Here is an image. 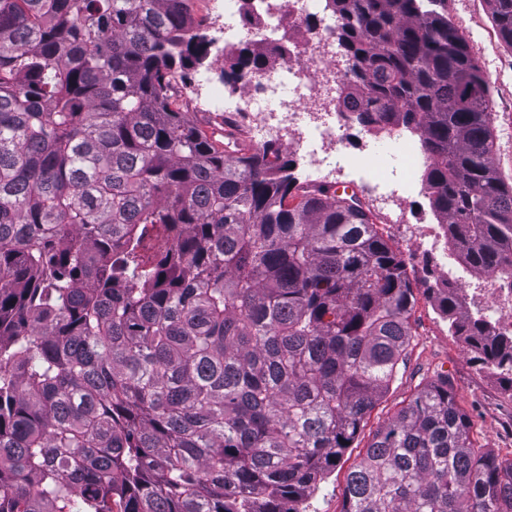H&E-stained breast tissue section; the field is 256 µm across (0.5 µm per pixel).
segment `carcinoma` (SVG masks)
I'll return each mask as SVG.
<instances>
[{"instance_id": "carcinoma-1", "label": "carcinoma", "mask_w": 512, "mask_h": 512, "mask_svg": "<svg viewBox=\"0 0 512 512\" xmlns=\"http://www.w3.org/2000/svg\"><path fill=\"white\" fill-rule=\"evenodd\" d=\"M512 49V0H487ZM192 0H0V512H302L393 381L414 285L376 216L271 142L173 107L209 67ZM338 108L419 134L451 247L512 271L489 84L448 0H326ZM220 79L272 64L241 42ZM430 293L482 364L512 336ZM448 379L348 473L342 512H512Z\"/></svg>"}]
</instances>
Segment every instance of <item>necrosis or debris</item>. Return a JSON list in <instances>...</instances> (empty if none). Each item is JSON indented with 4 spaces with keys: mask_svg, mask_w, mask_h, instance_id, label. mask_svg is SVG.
I'll use <instances>...</instances> for the list:
<instances>
[{
    "mask_svg": "<svg viewBox=\"0 0 512 512\" xmlns=\"http://www.w3.org/2000/svg\"><path fill=\"white\" fill-rule=\"evenodd\" d=\"M325 0H275L265 8L260 26L240 24V0H220L212 23L214 59H222L228 38L241 37L276 47L293 31L287 58L260 73L243 77L234 85L214 81L209 71L199 73L195 85L203 90L196 107L221 112L227 119H243L246 136L257 148L278 141L294 157L299 179L317 183L319 173L345 168L364 176L382 200L416 191L417 174L424 163L414 134L398 128L387 135L391 154L370 147L367 154L348 150L349 124L336 110L341 76L340 55L331 32L336 19L324 8ZM318 17L315 26L308 17ZM440 224L412 227L411 248L432 256L440 275L459 283L463 300L481 298L482 312L494 333L512 335V275L471 274L441 242Z\"/></svg>",
    "mask_w": 512,
    "mask_h": 512,
    "instance_id": "4bbe7bcc",
    "label": "necrosis or debris"
}]
</instances>
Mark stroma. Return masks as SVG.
I'll return each mask as SVG.
<instances>
[{
    "instance_id": "stroma-1",
    "label": "stroma",
    "mask_w": 512,
    "mask_h": 512,
    "mask_svg": "<svg viewBox=\"0 0 512 512\" xmlns=\"http://www.w3.org/2000/svg\"><path fill=\"white\" fill-rule=\"evenodd\" d=\"M448 11L469 40L489 82L496 136L495 165L512 184V49L497 35L486 0H448ZM329 182L351 187L370 209L389 244L401 253L416 288L411 316L412 338L387 392L366 420L351 448L310 501L309 512H341L345 477L377 430L418 391L439 377H448L458 405L468 415L477 444L503 459H512V391L492 370L473 360L460 337L448 329L427 290L434 283L427 258L410 250L407 227L432 219L425 193L398 200L392 210L379 208L369 188L343 171L330 173Z\"/></svg>"
}]
</instances>
